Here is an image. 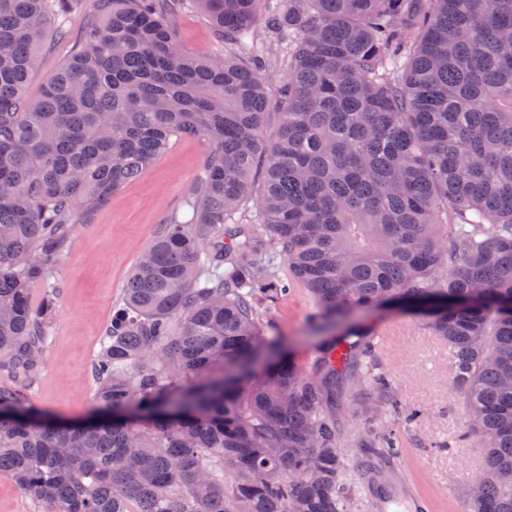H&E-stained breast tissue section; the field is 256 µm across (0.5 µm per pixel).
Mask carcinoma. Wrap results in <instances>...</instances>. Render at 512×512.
I'll return each instance as SVG.
<instances>
[{"label": "carcinoma", "mask_w": 512, "mask_h": 512, "mask_svg": "<svg viewBox=\"0 0 512 512\" xmlns=\"http://www.w3.org/2000/svg\"><path fill=\"white\" fill-rule=\"evenodd\" d=\"M197 2L222 55L182 51V0H0V476L39 512H350L346 385L421 417L348 322L397 303L448 345L485 449L465 512H512V0ZM89 5L101 26L29 99L47 30ZM174 137L211 146L195 219L162 225L126 282L93 364L100 418L47 419L27 391L57 257ZM283 263L312 328L345 326L309 373L267 336ZM354 445L390 498L396 430Z\"/></svg>", "instance_id": "cac0c4a2"}]
</instances>
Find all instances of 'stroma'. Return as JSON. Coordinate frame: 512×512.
Masks as SVG:
<instances>
[{"mask_svg": "<svg viewBox=\"0 0 512 512\" xmlns=\"http://www.w3.org/2000/svg\"><path fill=\"white\" fill-rule=\"evenodd\" d=\"M97 18L88 13L72 16L70 37H47L40 62L27 93L36 98L47 78L80 45ZM173 27L183 50L207 57L219 52L208 17L197 8L179 12ZM210 152L207 141L172 139L138 178L112 195L97 209L80 214L57 263L63 294L58 303L51 343L40 378L28 397L52 419L81 422L95 411L92 363L100 338L122 296L131 269L171 215L189 222L192 213L183 200L200 175ZM314 302L306 288L294 285L272 308L270 317L287 351L304 367L318 357L309 317ZM352 322L372 327L376 334L375 359L388 371L402 404L423 410L420 422L408 425L390 408L366 414L356 389L344 394L337 416L345 439L370 425L392 428L404 448L391 471L392 482L408 478L420 491L451 494L464 502L473 476L482 468L484 450L459 440L465 409L448 382V347L433 336L424 320L398 310H368L351 315Z\"/></svg>", "mask_w": 512, "mask_h": 512, "instance_id": "stroma-1", "label": "stroma"}]
</instances>
